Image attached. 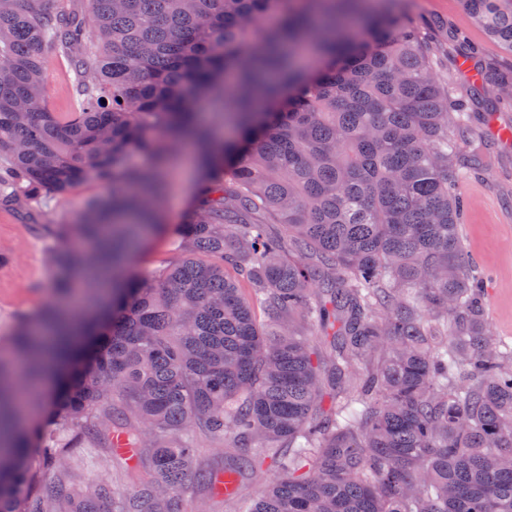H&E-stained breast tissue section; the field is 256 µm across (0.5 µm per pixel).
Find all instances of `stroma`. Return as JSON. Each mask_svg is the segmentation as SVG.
Wrapping results in <instances>:
<instances>
[{
  "label": "stroma",
  "instance_id": "1",
  "mask_svg": "<svg viewBox=\"0 0 512 512\" xmlns=\"http://www.w3.org/2000/svg\"><path fill=\"white\" fill-rule=\"evenodd\" d=\"M409 19L421 27L439 20L448 27L463 28L467 41L486 57L497 59L504 67L512 65V57L500 54L480 29L468 25L461 0H415ZM46 91L53 111L72 110L71 74L61 55L47 58ZM472 136L490 144L491 162L468 182L474 196L464 214L462 238L473 264L487 278V317L492 333L512 340V143L499 140L493 125L479 122L474 123ZM195 180L193 170L181 171L160 205L161 225L129 257V274H152L182 258L185 245L169 229L186 211ZM106 192L102 183H79L68 194L37 209L34 224L0 209V356L13 352L10 338L18 317L36 314L55 297V274L48 261L53 242L45 225L71 219ZM70 454L73 469L69 479L77 487L88 489L102 480L124 486L125 459L106 444L77 441Z\"/></svg>",
  "mask_w": 512,
  "mask_h": 512
}]
</instances>
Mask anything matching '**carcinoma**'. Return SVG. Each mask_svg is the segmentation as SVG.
<instances>
[{
	"label": "carcinoma",
	"mask_w": 512,
	"mask_h": 512,
	"mask_svg": "<svg viewBox=\"0 0 512 512\" xmlns=\"http://www.w3.org/2000/svg\"><path fill=\"white\" fill-rule=\"evenodd\" d=\"M363 2L87 0L85 18L72 0H0V205L28 216L81 182L112 188V207L45 225L53 288L78 269L88 291L19 316L0 449L5 397L43 399L34 324L94 343L69 350L43 419L0 452V512H199L198 489L260 473L231 512H512V347L461 235V183L485 160L463 153L436 45L396 0ZM462 4L512 55V0ZM49 51L69 59L70 112L46 102ZM460 56L474 89L512 102V69ZM201 100L224 111L204 119ZM181 142L202 147L173 229L188 252L129 276ZM197 433L231 442L223 467L199 466ZM116 434L135 487L75 491L68 441Z\"/></svg>",
	"instance_id": "carcinoma-1"
}]
</instances>
